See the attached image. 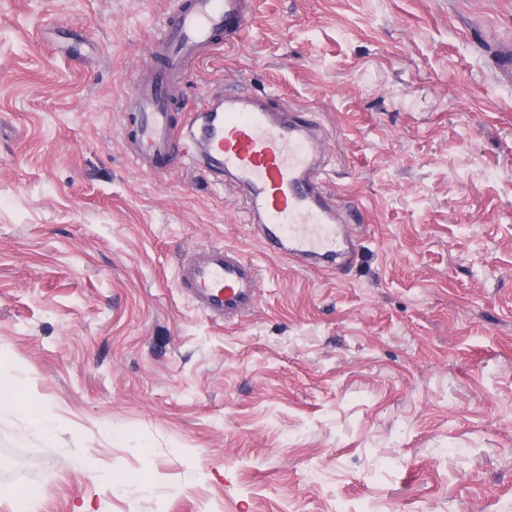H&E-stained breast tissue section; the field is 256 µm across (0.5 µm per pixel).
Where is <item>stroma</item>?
Wrapping results in <instances>:
<instances>
[{
    "mask_svg": "<svg viewBox=\"0 0 512 512\" xmlns=\"http://www.w3.org/2000/svg\"><path fill=\"white\" fill-rule=\"evenodd\" d=\"M169 0H0V512H512V0H257L176 104L312 109L355 208L333 275L216 176L142 171L131 81ZM261 270L227 328L175 280ZM177 284L207 316L233 324L258 302L260 274L253 261L221 245L191 250L178 266ZM13 407L28 409L27 417L29 420L40 427L46 437L47 447L53 448L54 446V427L51 419L39 412L29 409L21 400L16 397V394L5 391L0 388V407Z\"/></svg>",
    "mask_w": 512,
    "mask_h": 512,
    "instance_id": "35a3bbf8",
    "label": "stroma"
}]
</instances>
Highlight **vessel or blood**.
<instances>
[{"instance_id":"1","label":"vessel or blood","mask_w":512,"mask_h":512,"mask_svg":"<svg viewBox=\"0 0 512 512\" xmlns=\"http://www.w3.org/2000/svg\"><path fill=\"white\" fill-rule=\"evenodd\" d=\"M252 6V0H174L151 41V63L132 85L135 152L142 168L158 174L205 164L240 188L237 202L267 252L332 273L353 242L323 185L326 135L312 111L275 108L265 96L238 88L205 97L181 122L171 117L170 91L186 75L185 60L218 38H240ZM177 284L198 310L229 325L256 306L260 274L236 251L205 245L182 259Z\"/></svg>"}]
</instances>
